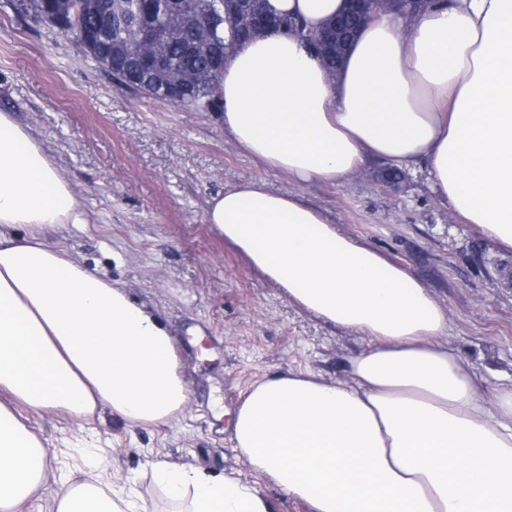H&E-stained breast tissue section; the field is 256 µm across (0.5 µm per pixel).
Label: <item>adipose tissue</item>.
I'll list each match as a JSON object with an SVG mask.
<instances>
[{
  "label": "adipose tissue",
  "instance_id": "obj_1",
  "mask_svg": "<svg viewBox=\"0 0 512 512\" xmlns=\"http://www.w3.org/2000/svg\"><path fill=\"white\" fill-rule=\"evenodd\" d=\"M269 3L316 29L346 0ZM218 92L225 131L271 170L333 183L370 156L421 161L454 223L512 250V0H432L407 26L377 13L333 75L296 37H258L229 48ZM86 221L30 127L0 112V512L45 479L27 412L160 426L190 401L164 325L57 240ZM205 221L289 302L368 341L346 379L291 369L250 388L231 431L252 471L310 512H512V377L475 373L428 288L262 181L213 197ZM153 474L184 512H270L231 477ZM59 481L56 512H146L135 491Z\"/></svg>",
  "mask_w": 512,
  "mask_h": 512
}]
</instances>
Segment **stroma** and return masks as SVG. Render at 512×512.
Segmentation results:
<instances>
[{
	"instance_id": "stroma-1",
	"label": "stroma",
	"mask_w": 512,
	"mask_h": 512,
	"mask_svg": "<svg viewBox=\"0 0 512 512\" xmlns=\"http://www.w3.org/2000/svg\"><path fill=\"white\" fill-rule=\"evenodd\" d=\"M0 111L31 128L89 218L69 224L73 258L143 304L173 336L190 394L168 424L137 426L104 410L77 423L56 410L30 414L47 451V478L28 512H56L68 464L134 483L149 512L172 504L151 465L200 466L256 485L271 512H308L251 471L229 414L257 379L290 369L347 376L367 345L288 302L213 225L211 198L248 181L301 194L341 232L403 265L449 314L452 345L486 378L512 374V253L449 224L423 164L369 161L335 183L300 185L241 149L210 111H191L120 85L74 36L0 0Z\"/></svg>"
}]
</instances>
